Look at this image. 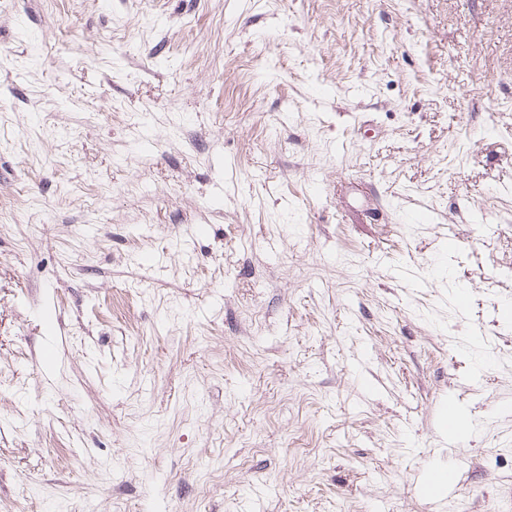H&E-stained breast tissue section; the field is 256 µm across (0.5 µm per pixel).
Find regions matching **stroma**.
<instances>
[{"label":"stroma","mask_w":512,"mask_h":512,"mask_svg":"<svg viewBox=\"0 0 512 512\" xmlns=\"http://www.w3.org/2000/svg\"><path fill=\"white\" fill-rule=\"evenodd\" d=\"M0 512H512V0H0ZM479 429V425L476 423H469L459 425L455 427L451 432L448 433V458L453 460V464L448 465V468H444L439 474H431L433 470L424 471L423 482L428 489H432L434 486H438L440 491L433 493L434 496L448 497L455 494L461 487V468L463 464H459L456 456L452 454L458 447V443L463 440L474 430Z\"/></svg>","instance_id":"obj_1"}]
</instances>
